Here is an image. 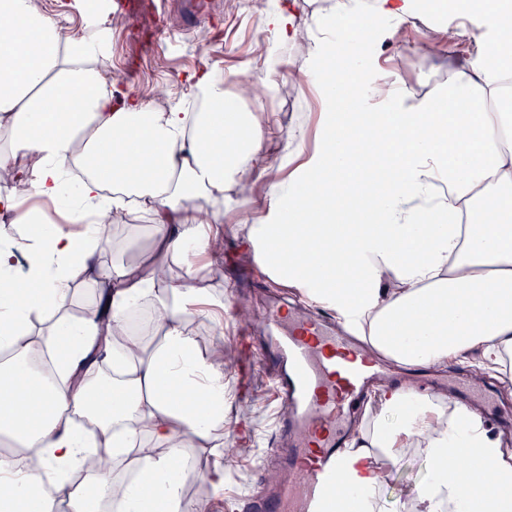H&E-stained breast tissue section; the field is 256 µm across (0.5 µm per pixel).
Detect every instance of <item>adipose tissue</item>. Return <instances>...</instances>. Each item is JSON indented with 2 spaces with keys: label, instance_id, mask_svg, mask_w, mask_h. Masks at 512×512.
<instances>
[{
  "label": "adipose tissue",
  "instance_id": "adipose-tissue-1",
  "mask_svg": "<svg viewBox=\"0 0 512 512\" xmlns=\"http://www.w3.org/2000/svg\"><path fill=\"white\" fill-rule=\"evenodd\" d=\"M373 16L372 42L429 16L447 34L467 19L478 51L448 70L437 96L410 100L382 81L373 54L354 50L350 14ZM0 173L11 191L0 209L22 212L17 190L67 201L66 227L46 229L30 268L18 244L0 246V433L36 454L24 468L0 458V512H96L121 487L119 512H201L185 501L174 455L209 448L224 425V371L202 355L191 316L214 317L222 298L199 286L201 269L169 285L160 275L187 253L217 254L214 226L235 186L270 184L264 223L238 232L276 282L331 310L378 356L399 366L453 363L498 375L512 362V0H337L310 52L322 78L324 119L313 147L297 142L284 165L264 152L262 123L239 108L228 79L193 77L203 105L158 110L115 105L98 61L111 31L83 9L66 32L36 0H0ZM342 81L326 79L329 68ZM365 101L362 111L352 97ZM151 218L153 245L139 262L92 264L111 217L130 203ZM98 301L65 312L74 281ZM151 307L157 343L128 322ZM52 317L33 333L31 315ZM51 346L58 378L30 371L34 348ZM417 447L433 465L402 512H512V449L469 407L385 384L340 463L344 512H386V462ZM106 451L111 470L86 492L50 473Z\"/></svg>",
  "mask_w": 512,
  "mask_h": 512
}]
</instances>
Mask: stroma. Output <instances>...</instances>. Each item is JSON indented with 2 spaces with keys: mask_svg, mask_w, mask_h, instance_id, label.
I'll return each mask as SVG.
<instances>
[{
  "mask_svg": "<svg viewBox=\"0 0 512 512\" xmlns=\"http://www.w3.org/2000/svg\"><path fill=\"white\" fill-rule=\"evenodd\" d=\"M136 34L116 28L112 31V48L104 62L107 87L113 97L129 100L150 98L159 93L172 106L190 107L196 94L191 76L203 68H217L237 73L230 91H238L239 80L253 78L265 88L264 95L243 97L245 111L256 113L268 133L266 141L270 163L284 162L288 154V137L297 127H315L321 102L313 84L294 87L293 74H306L307 57L319 36V27L332 0H294L298 15L297 37L281 45L282 63L274 72L263 67L258 49L259 37L266 33L264 16L271 7L266 0H215L212 19L207 28L187 34L182 15L168 8L163 0H131ZM471 25H451L444 44H437L430 23L420 18L406 22L403 34L386 40L378 49V62L385 80H399L409 97L419 99L438 95L445 87L449 62H466L461 51ZM268 195L264 178L253 177L237 195L234 207L222 218L223 252L220 265L211 267L209 292L224 297L222 322L191 318L189 328L201 350H208L213 339L224 341V377L233 390L227 407L224 428L218 433L219 449L190 448L186 463L194 473L185 486L187 499L202 504L204 512H224V497L242 491L260 492L282 481L286 471L275 450L280 441L274 428L273 392L266 385L264 372H256L253 393L242 399L237 372L242 326L256 323L264 303L278 295H289L288 286L263 275L248 256V249L236 237L233 225L257 223L265 216ZM148 220L133 214L129 225L117 228L109 240L94 252V260L112 263L134 261L151 249ZM394 376H404L417 390H432L433 379H442L441 393L453 398L460 383L475 382L474 372L453 366L402 367L390 365ZM224 471V489L216 491L197 461ZM391 476L380 496L386 512H398L417 486L432 474L430 462L415 449L389 463Z\"/></svg>",
  "mask_w": 512,
  "mask_h": 512,
  "instance_id": "obj_1",
  "label": "stroma"
}]
</instances>
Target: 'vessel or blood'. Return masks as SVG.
Instances as JSON below:
<instances>
[{"label": "vessel or blood", "instance_id": "vessel-or-blood-1", "mask_svg": "<svg viewBox=\"0 0 512 512\" xmlns=\"http://www.w3.org/2000/svg\"><path fill=\"white\" fill-rule=\"evenodd\" d=\"M262 324L279 331L278 348L289 363L272 372L275 427L289 478L261 497L239 494L236 507L238 512H323L327 494L342 485L339 461L353 409L386 370L380 361L358 356L354 340L323 321L287 323L275 306Z\"/></svg>", "mask_w": 512, "mask_h": 512}]
</instances>
